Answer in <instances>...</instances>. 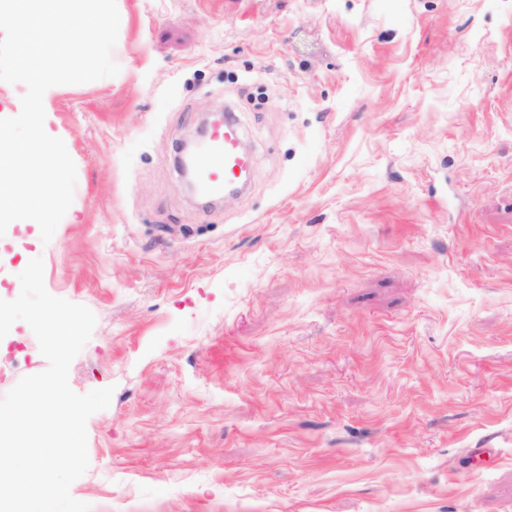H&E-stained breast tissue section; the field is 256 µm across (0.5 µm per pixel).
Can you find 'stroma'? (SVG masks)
<instances>
[{
  "label": "stroma",
  "mask_w": 512,
  "mask_h": 512,
  "mask_svg": "<svg viewBox=\"0 0 512 512\" xmlns=\"http://www.w3.org/2000/svg\"><path fill=\"white\" fill-rule=\"evenodd\" d=\"M116 76L53 87L76 165L50 242L96 316L73 360L90 512H512V0H117ZM233 109L210 210L176 147ZM0 339V396L44 371Z\"/></svg>",
  "instance_id": "obj_1"
}]
</instances>
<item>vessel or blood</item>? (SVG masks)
Instances as JSON below:
<instances>
[{
    "instance_id": "b4317fda",
    "label": "vessel or blood",
    "mask_w": 512,
    "mask_h": 512,
    "mask_svg": "<svg viewBox=\"0 0 512 512\" xmlns=\"http://www.w3.org/2000/svg\"><path fill=\"white\" fill-rule=\"evenodd\" d=\"M251 167L252 159L242 146L236 121L232 114H225L223 124L211 129L195 158L198 183L207 195L216 197L242 189Z\"/></svg>"
}]
</instances>
